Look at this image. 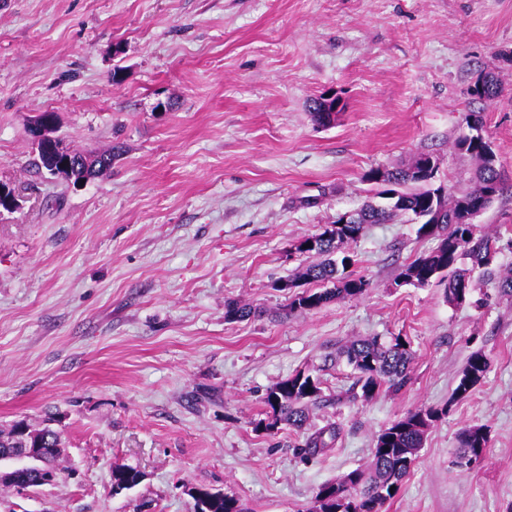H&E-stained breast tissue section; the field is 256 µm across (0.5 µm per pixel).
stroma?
<instances>
[{"mask_svg": "<svg viewBox=\"0 0 512 512\" xmlns=\"http://www.w3.org/2000/svg\"><path fill=\"white\" fill-rule=\"evenodd\" d=\"M487 71L492 101L469 93ZM321 96L340 101L329 127L309 114ZM45 112L66 147L122 156L78 186L37 172ZM472 112L504 170L477 228L512 238V0H0V181L20 199L0 210V429L52 415L63 439L56 482L0 486V512H192V486L307 512L428 406L448 412L382 512H512V298L398 285L437 244L405 216L350 244L363 295L292 314L282 287L312 261L295 243L356 209L370 170L427 154L439 184L465 186ZM230 301L256 312L226 320ZM364 336L410 343L402 390L356 396L336 351ZM477 350L483 382L451 401ZM299 371L322 380L311 428H340L313 455L288 426L254 429ZM469 424L489 446L462 471ZM126 466L144 477L113 493ZM488 441V432L485 425L462 428L457 435L458 450L452 464L461 469H471L470 462H474L477 466L484 457Z\"/></svg>", "mask_w": 512, "mask_h": 512, "instance_id": "obj_1", "label": "stroma"}]
</instances>
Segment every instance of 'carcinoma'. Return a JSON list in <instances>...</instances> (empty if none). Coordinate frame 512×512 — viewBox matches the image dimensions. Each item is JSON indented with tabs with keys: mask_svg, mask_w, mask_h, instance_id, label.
Instances as JSON below:
<instances>
[{
	"mask_svg": "<svg viewBox=\"0 0 512 512\" xmlns=\"http://www.w3.org/2000/svg\"><path fill=\"white\" fill-rule=\"evenodd\" d=\"M483 89L478 98L492 100L501 92V84L493 73H484ZM311 117L319 126H325V116L331 114L333 104L312 100ZM455 147L472 157L476 166L469 183L464 187L448 190V212L452 213L463 204L486 208L503 189L501 174L482 163L484 145L459 137ZM421 156L413 158L407 168L395 170V176L384 172V183H378L375 175L380 169H372L367 181L375 185L373 199L357 210L355 224H326L323 231L307 236L294 244V250L311 254L318 260L303 267L298 279L319 283L317 290L307 289L291 300L288 311L304 313L320 308L334 300L353 298L363 294L369 281L348 271L356 264L354 254L346 246L356 242L368 224H383L402 214L417 219L429 202L430 188L419 176ZM418 234L436 235L439 243L427 254L421 255L399 269L398 278L408 284L425 286L434 281L445 283L448 302L461 304L480 288L479 278L497 281L502 295L512 296V274L501 275L494 267L496 254L501 250L500 236L481 233L468 224H458L447 219L441 224H422ZM339 355L357 373L355 385L361 397L369 399L381 391H398L409 380V366L413 359L410 343L397 336L389 343L378 337L360 339L344 346ZM490 362L485 353L470 354L453 389L452 399L463 398L484 379ZM321 395L319 377L305 372L285 379L270 388L264 398L266 418L259 420L255 431L269 433L271 429L286 424L304 432L301 445L304 452L315 454L332 447L339 428L327 427L313 432L305 431L310 405ZM446 408L418 409L393 421L380 431L374 440L372 460L366 469L356 468L337 481L321 485L314 496L311 512H381L386 502L398 493L401 483L421 448L428 430L445 414ZM54 417H47L39 428L23 435L11 425L0 429V448H23L25 443L40 448H59L61 434L53 428ZM458 450L452 464L461 469L469 463L480 464L488 447V432L484 425L466 426L457 435ZM138 473L131 468L112 472V489L119 493L139 484ZM207 498L204 512H244L239 499L221 491L199 489Z\"/></svg>",
	"mask_w": 512,
	"mask_h": 512,
	"instance_id": "cac0c4a2",
	"label": "carcinoma"
}]
</instances>
